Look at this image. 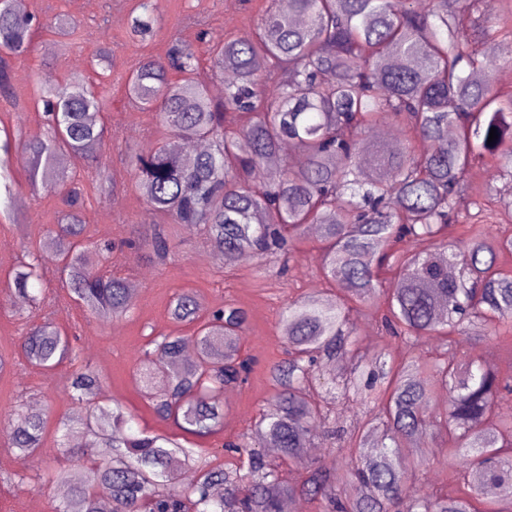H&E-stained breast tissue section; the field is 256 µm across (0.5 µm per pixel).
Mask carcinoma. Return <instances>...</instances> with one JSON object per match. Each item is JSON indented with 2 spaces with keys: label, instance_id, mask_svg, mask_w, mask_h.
Returning <instances> with one entry per match:
<instances>
[{
  "label": "carcinoma",
  "instance_id": "obj_1",
  "mask_svg": "<svg viewBox=\"0 0 512 512\" xmlns=\"http://www.w3.org/2000/svg\"><path fill=\"white\" fill-rule=\"evenodd\" d=\"M157 23L155 0H136L130 34L151 37ZM497 27L512 36V0H278L241 32L224 35L209 48L213 71L235 72L224 86V102L211 99L199 79L200 59L191 44L176 37L163 58L140 60L128 81L131 102L157 111L167 138L135 154L132 169L151 215L168 217L188 231L201 229L210 245L232 262L242 254L263 257L290 252L288 243L310 224L320 228V275L347 288V294L285 303L280 326L286 358L270 368L275 395L250 436L224 443L238 465L231 470L199 465L195 452L164 435L135 433L119 403H89L100 389L86 365L67 389L85 412L59 423L67 447L79 430L84 443L71 449L90 464L86 477L72 481L63 471L46 470L40 480L57 491L55 512H99L107 498L113 512H279L282 498L326 501L334 512H476L485 484L512 496V421L495 413L512 380L483 357L460 362L445 357L397 362L381 352L369 359L356 347L350 312L383 300L381 326L413 342L445 334L459 344L467 327L483 322L496 343L489 356L512 361V270L501 262L512 254V234L479 223L476 212L463 219L455 210L476 161L495 158L512 173V93L504 94L475 74L489 61L470 34ZM34 31L32 20L0 0V95H12L10 59L24 55ZM271 61L261 77L255 59ZM177 74L178 79L171 78ZM275 83L268 93L264 80ZM45 134L0 139V210H10L11 160L22 153L33 190L53 189L67 206L48 245L55 249L63 287L102 321L128 306L125 280L101 268L99 253L85 243L78 192L60 170L64 159L84 161L105 138L99 112L105 103L83 75L57 87L37 85ZM244 118L238 129L224 116ZM389 120L427 140L415 153L407 140L378 151L371 167L362 156ZM498 138L488 142L491 128ZM288 144V163L263 170L270 156ZM263 171L259 180L253 179ZM456 238L465 251L446 252ZM159 260L170 251L157 224L148 225ZM425 242L428 248H402ZM392 276L381 278V271ZM42 278L37 258L12 275L10 293L40 303L30 292ZM190 291L173 297L176 323L198 319ZM247 313L228 305L198 327L183 351L182 336L152 339L144 351L139 380L156 414L183 432L206 438L224 421V388L247 383L250 363L238 356ZM26 361L48 372L78 358L69 336L48 318L34 325L21 344ZM346 356L352 373L333 378L331 389L362 406L367 420L353 433L350 464L338 475L336 462L301 457L313 434L342 437L336 420L313 405L309 391L314 366ZM167 383L154 391L156 379ZM441 395L443 411L428 413ZM38 407L12 411L6 422L8 447L33 456L45 430ZM430 433L448 443L459 470L428 491L413 489L415 478L399 469L405 443ZM277 443L283 460L306 472L289 485L280 465L262 447ZM110 449L97 459V449Z\"/></svg>",
  "mask_w": 512,
  "mask_h": 512
}]
</instances>
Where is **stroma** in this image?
I'll return each instance as SVG.
<instances>
[{
    "instance_id": "1",
    "label": "stroma",
    "mask_w": 512,
    "mask_h": 512,
    "mask_svg": "<svg viewBox=\"0 0 512 512\" xmlns=\"http://www.w3.org/2000/svg\"><path fill=\"white\" fill-rule=\"evenodd\" d=\"M134 0H26L27 13L47 21L57 14L69 15L75 22L63 39L58 55L47 56L45 40L51 39L46 29L36 30L30 52L12 62L13 95L0 96V128L21 130L24 137L43 131L41 111L31 98L33 82L46 86L63 83L75 73L92 74V57L97 48L110 44L116 53L112 77L102 89L107 108L102 114L106 127L103 148L109 168L118 186L104 193L99 188L96 169L91 164L77 168L76 180L85 196L82 209L85 237L94 243L103 240L120 242L138 235L139 227L151 216L145 200L135 185L128 159L135 151L150 147L159 132L154 110L130 106L126 94L131 69L146 56H165L171 40L181 37L199 51L224 33L233 32L260 17L271 0H159V18L153 36L147 42L132 39L129 19ZM11 177L16 200L10 214L0 215V290L6 288L13 269L27 253L42 258L46 282H32L33 294H46L55 300L51 308L54 324L74 336L79 361L66 360L54 370L43 372L28 366L22 359L21 343L39 311L29 301L7 299L0 303V356L8 366L0 372V409L34 405L45 409L48 424L43 445L35 456L20 459L0 443V512H54L52 488L36 486L20 489L15 473L35 475L46 465L63 466L69 479L83 476L77 459L66 458L58 446L56 434L60 418L79 410L68 393L67 385L78 364H87L101 379L99 403L121 404L134 417L135 430L176 439L195 449L198 458L208 467L232 468L235 457L224 450L228 440L248 436L262 410L272 400L275 389L267 371L285 356L284 338L280 330V314L291 299H307L327 291L329 284L319 274L321 243L317 235L304 233L294 243L295 257H251L233 263L225 262L200 231L189 232L179 226L169 227L170 253L166 260H156L150 250L115 251L112 270L126 283L139 286L138 298L129 304L122 317L102 322L85 308L71 302L60 288L55 271L57 261L46 260L44 245L48 229L57 224L62 209L57 192L32 190L22 155L11 161ZM469 191L460 194L456 209L466 215L482 207L500 213L499 196L512 186L496 161L484 159L470 171ZM193 292L201 306V317L227 304L242 307L248 317L239 349L242 357L251 359L252 372L247 384L224 392V426L208 438L184 434L173 422L160 419L150 399L136 381V371L149 339L161 336L192 337L195 324L175 323L169 314L176 293ZM357 329L358 346L364 354L378 353L389 346L400 361L422 358L434 363L445 352L454 357L488 353L493 341L483 324L471 325V341L462 350L452 349L441 337H425L418 344L384 341L380 318L376 315L352 314ZM352 366L343 359L336 366L324 363L316 378L312 400L333 409L345 432L357 430L366 416L361 406L334 402L329 388L332 375H345ZM427 441L405 450L400 465L417 477L416 487L427 490L447 481L456 464L447 452L428 451Z\"/></svg>"
}]
</instances>
